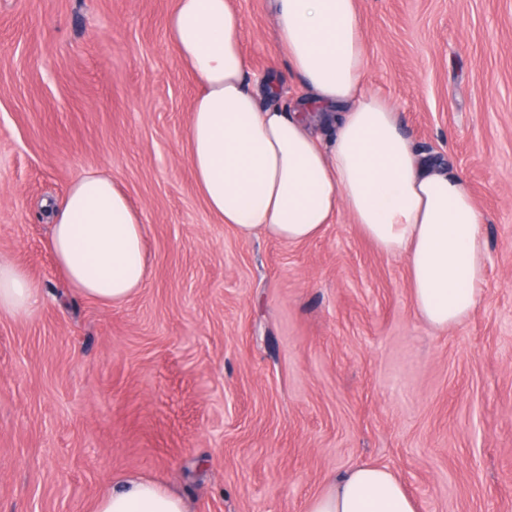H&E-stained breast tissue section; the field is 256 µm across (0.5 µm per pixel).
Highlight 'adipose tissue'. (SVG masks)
I'll return each mask as SVG.
<instances>
[{
    "label": "adipose tissue",
    "mask_w": 512,
    "mask_h": 512,
    "mask_svg": "<svg viewBox=\"0 0 512 512\" xmlns=\"http://www.w3.org/2000/svg\"><path fill=\"white\" fill-rule=\"evenodd\" d=\"M274 39L307 91L293 110L260 107L247 84L242 18L232 0H176L165 34L198 79L186 130L197 189L219 223L243 238L319 237L346 215L376 249L407 265L414 309L432 327L464 323L487 269L484 217L462 177L420 159L398 113L366 91V36L358 0H273ZM335 135L322 141L316 127ZM47 242L68 285L119 305L149 278L142 215L111 175L91 171L53 208ZM38 290L0 262V315L24 316ZM93 512H186L167 486L118 479ZM306 512H416L402 482L360 464L311 497Z\"/></svg>",
    "instance_id": "adipose-tissue-1"
}]
</instances>
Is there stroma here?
Returning <instances> with one entry per match:
<instances>
[{
	"mask_svg": "<svg viewBox=\"0 0 512 512\" xmlns=\"http://www.w3.org/2000/svg\"><path fill=\"white\" fill-rule=\"evenodd\" d=\"M252 89L301 88L269 0H233ZM175 0H0V259L40 300L0 316V512H92L126 475L187 512H306L360 463L417 512H512V0H359L367 86L484 216L463 324L414 310L403 260L346 216L311 242L219 224L187 160L199 89ZM105 169L141 211L151 276L106 306L69 288L50 204Z\"/></svg>",
	"mask_w": 512,
	"mask_h": 512,
	"instance_id": "1",
	"label": "stroma"
}]
</instances>
